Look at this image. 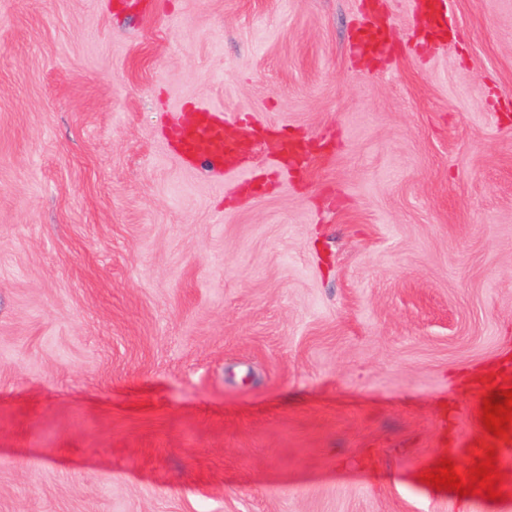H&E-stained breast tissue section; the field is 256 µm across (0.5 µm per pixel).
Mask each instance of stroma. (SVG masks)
Segmentation results:
<instances>
[{
  "label": "stroma",
  "mask_w": 512,
  "mask_h": 512,
  "mask_svg": "<svg viewBox=\"0 0 512 512\" xmlns=\"http://www.w3.org/2000/svg\"><path fill=\"white\" fill-rule=\"evenodd\" d=\"M414 2L0 0V512H453L422 473L512 342V0ZM197 104L301 173L185 167Z\"/></svg>",
  "instance_id": "obj_1"
}]
</instances>
